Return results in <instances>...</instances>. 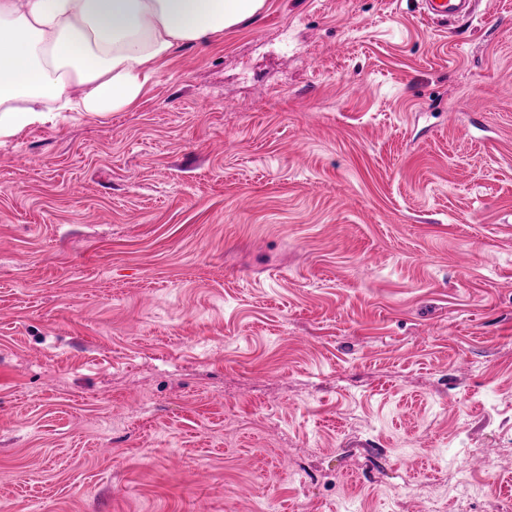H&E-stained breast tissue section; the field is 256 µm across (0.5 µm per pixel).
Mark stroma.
I'll return each instance as SVG.
<instances>
[{
  "mask_svg": "<svg viewBox=\"0 0 512 512\" xmlns=\"http://www.w3.org/2000/svg\"><path fill=\"white\" fill-rule=\"evenodd\" d=\"M0 512H512V0H266L0 145ZM423 14L429 20H468L475 12L474 0H421Z\"/></svg>",
  "mask_w": 512,
  "mask_h": 512,
  "instance_id": "1",
  "label": "stroma"
}]
</instances>
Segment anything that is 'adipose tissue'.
<instances>
[{"label":"adipose tissue","instance_id":"ef3b65f1","mask_svg":"<svg viewBox=\"0 0 512 512\" xmlns=\"http://www.w3.org/2000/svg\"><path fill=\"white\" fill-rule=\"evenodd\" d=\"M265 0H0V144L79 112L135 106L180 47L258 15Z\"/></svg>","mask_w":512,"mask_h":512}]
</instances>
